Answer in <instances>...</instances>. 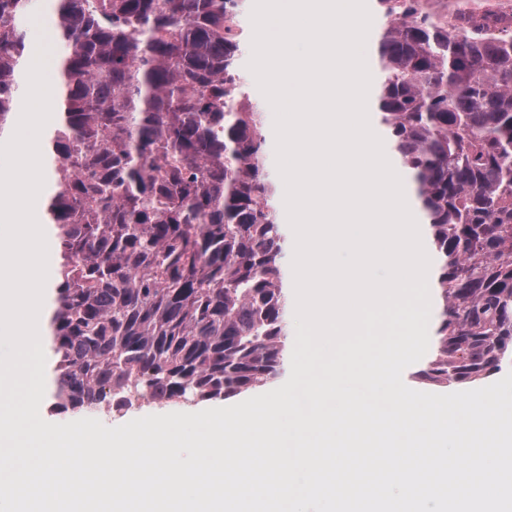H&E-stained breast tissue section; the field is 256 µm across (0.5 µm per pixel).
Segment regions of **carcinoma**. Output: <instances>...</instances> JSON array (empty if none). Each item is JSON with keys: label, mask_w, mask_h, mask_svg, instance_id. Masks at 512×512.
Masks as SVG:
<instances>
[{"label": "carcinoma", "mask_w": 512, "mask_h": 512, "mask_svg": "<svg viewBox=\"0 0 512 512\" xmlns=\"http://www.w3.org/2000/svg\"><path fill=\"white\" fill-rule=\"evenodd\" d=\"M60 112L47 222L54 415L222 399L282 372L290 301L262 113L243 92L238 0H54ZM378 119L436 255L422 376L512 365V33L376 0ZM0 0V142L34 49Z\"/></svg>", "instance_id": "obj_1"}]
</instances>
